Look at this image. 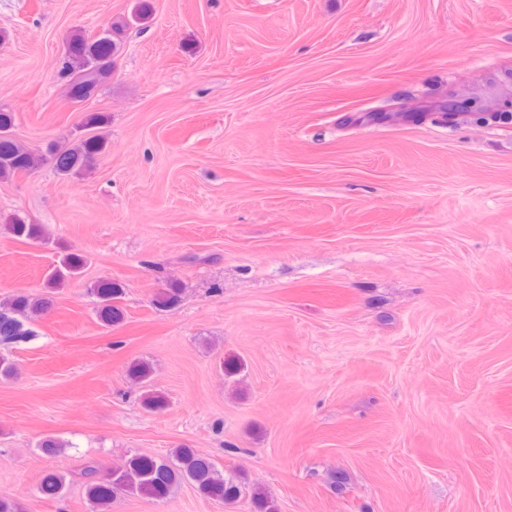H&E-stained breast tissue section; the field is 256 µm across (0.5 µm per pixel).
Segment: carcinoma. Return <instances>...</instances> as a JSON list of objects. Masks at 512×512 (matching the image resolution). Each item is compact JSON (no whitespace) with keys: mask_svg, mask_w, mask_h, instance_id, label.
Wrapping results in <instances>:
<instances>
[{"mask_svg":"<svg viewBox=\"0 0 512 512\" xmlns=\"http://www.w3.org/2000/svg\"><path fill=\"white\" fill-rule=\"evenodd\" d=\"M149 18L146 3H139L131 18H122L111 23L106 34L87 36L82 30H73L67 38V61L64 71L68 77L67 95L74 101H85L97 93L103 83L112 77L115 60L121 49L120 34L131 22L144 23ZM448 122L463 119L472 123L507 124L512 121V112H463L448 105ZM366 124L402 122L419 125L421 120L412 119L403 112H366L358 117ZM14 117L10 112H0V178L26 173L42 161L51 163L56 175L65 180L91 168L96 159L107 150L108 141L102 135L81 136L69 145H52L46 155L34 154L12 134ZM5 229L22 242L38 243L50 238L42 224H30L15 216L8 219ZM86 257L61 247L56 264L49 270L43 283V291L34 295L25 292L13 294L0 300V344L31 340L36 336L33 324L51 306L52 295L72 279L82 274ZM91 293L97 299V316L102 324L114 326L124 319L121 301L125 286L113 279L97 281ZM181 288L171 283L158 291L152 304L158 309L175 307L180 302ZM153 368L147 361L129 365L127 374L138 384L149 380ZM18 376L16 361L8 353H0V380H13ZM140 406L148 413H157L168 407L163 394L145 389L140 395ZM85 478V497L91 512H111L112 502L121 491L136 493L149 501L160 502L168 498L172 489L186 481L205 498L220 500L226 504L236 502L248 492L246 482L233 476L225 477L215 464L186 446L175 448L168 458L131 455L123 464L112 469H102L89 461L82 469ZM66 475L59 471L46 473L38 491L46 499L63 495ZM251 498L255 512H278L274 500L265 493L254 490Z\"/></svg>","mask_w":512,"mask_h":512,"instance_id":"carcinoma-1","label":"carcinoma"}]
</instances>
